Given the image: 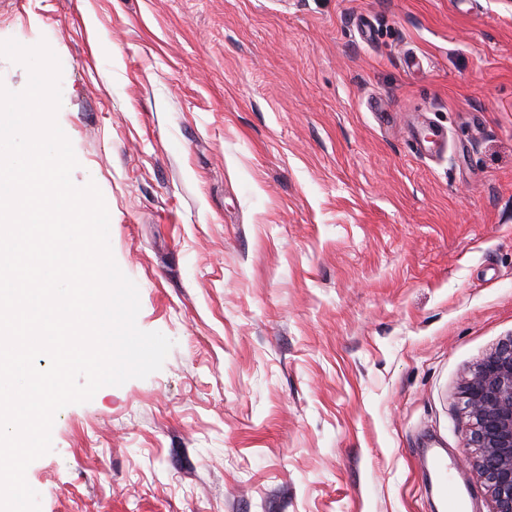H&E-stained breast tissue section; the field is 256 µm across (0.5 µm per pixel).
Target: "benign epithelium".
<instances>
[{
	"mask_svg": "<svg viewBox=\"0 0 512 512\" xmlns=\"http://www.w3.org/2000/svg\"><path fill=\"white\" fill-rule=\"evenodd\" d=\"M470 422L464 446L484 480L492 512H512V339L485 357L460 390Z\"/></svg>",
	"mask_w": 512,
	"mask_h": 512,
	"instance_id": "benign-epithelium-1",
	"label": "benign epithelium"
}]
</instances>
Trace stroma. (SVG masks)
I'll use <instances>...</instances> for the list:
<instances>
[{"label":"stroma","mask_w":512,"mask_h":512,"mask_svg":"<svg viewBox=\"0 0 512 512\" xmlns=\"http://www.w3.org/2000/svg\"><path fill=\"white\" fill-rule=\"evenodd\" d=\"M9 39L174 342L56 414L40 512H445L433 445L491 512L459 387L512 337V0H0Z\"/></svg>","instance_id":"1"}]
</instances>
